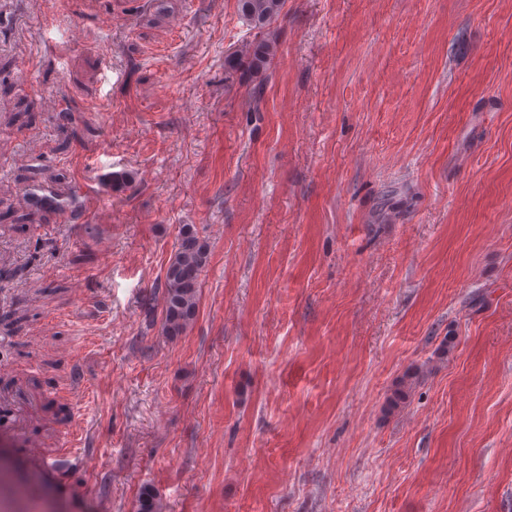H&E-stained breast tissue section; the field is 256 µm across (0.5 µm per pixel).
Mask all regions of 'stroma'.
I'll return each instance as SVG.
<instances>
[{
  "mask_svg": "<svg viewBox=\"0 0 512 512\" xmlns=\"http://www.w3.org/2000/svg\"><path fill=\"white\" fill-rule=\"evenodd\" d=\"M1 267L0 512H512V0H0ZM285 0H238L244 20L255 28H263L282 11ZM273 53L274 47L270 42L246 43L228 56L224 62L225 72L230 75L245 66L254 77L261 78ZM184 224L164 276V329L180 336L194 320L199 302L200 277L210 255L208 241Z\"/></svg>",
  "mask_w": 512,
  "mask_h": 512,
  "instance_id": "obj_1",
  "label": "stroma"
}]
</instances>
